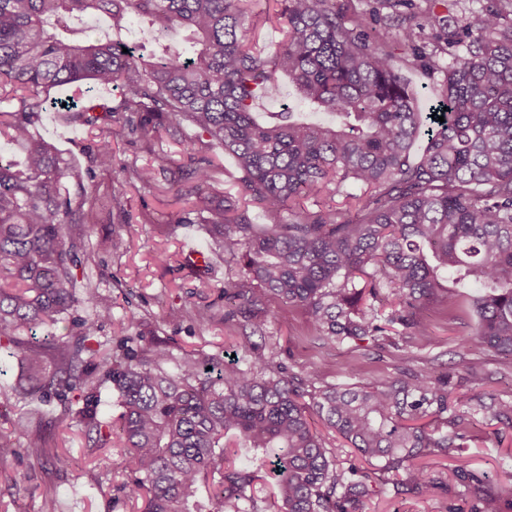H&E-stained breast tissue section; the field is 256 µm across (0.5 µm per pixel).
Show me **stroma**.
Segmentation results:
<instances>
[{"mask_svg": "<svg viewBox=\"0 0 512 512\" xmlns=\"http://www.w3.org/2000/svg\"><path fill=\"white\" fill-rule=\"evenodd\" d=\"M36 131L53 142L66 156L89 167L97 143L89 128L68 123L63 113H42ZM193 127L176 134L162 133L153 144L130 139L121 124L112 126V152L118 163L142 167L159 154L168 155L167 170L158 171L153 186L118 183L112 174L95 170L84 185L94 202L95 221L87 248L91 254L85 272L97 291L96 303L81 304L78 316L93 315L96 308H112L110 321L99 325L93 338L102 348H113L130 334L129 317H136L146 336L160 341L170 352L169 369L184 357H228L243 334L241 326L224 320V281L235 267L212 237L198 224L171 225L174 214L189 212V204L175 202L170 185L173 172L187 162ZM120 197L123 211L112 208ZM121 231L125 246L112 250L108 241ZM202 249L214 272L191 269L186 242ZM274 318L268 319L252 340L290 373L305 378L306 393L326 385H379L405 372L433 371L448 376L450 397L490 391L512 399V362L494 350L472 343L469 352L457 346L474 324L463 310L450 313L431 308L423 313L433 330V342L425 348L403 352L389 345L364 342L336 347L323 345L307 313L270 301ZM208 310L211 319L199 324L196 313ZM480 359L483 386L467 382L463 355ZM19 375L15 358L0 350V434L9 433L19 419H31L34 402L18 398L12 387ZM47 447L25 448L0 465V512H139L123 488L126 462L119 447H92L81 429L67 427L57 415L45 418ZM459 448L450 453L424 456L423 464L439 477L441 485L431 495L386 494L365 501L362 512H448L457 507L471 512L474 496L465 494L458 472H473L483 479L485 490L503 499V512H512V426L475 415L462 430ZM57 453L67 454V465L53 462Z\"/></svg>", "mask_w": 512, "mask_h": 512, "instance_id": "obj_1", "label": "stroma"}]
</instances>
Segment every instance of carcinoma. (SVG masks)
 <instances>
[{"instance_id": "1", "label": "carcinoma", "mask_w": 512, "mask_h": 512, "mask_svg": "<svg viewBox=\"0 0 512 512\" xmlns=\"http://www.w3.org/2000/svg\"><path fill=\"white\" fill-rule=\"evenodd\" d=\"M244 2L0 0V101H17L0 111V139L23 153H0V347L21 365L13 391L57 399L59 419L100 448L117 439L130 464L126 495L144 512H204L196 501L202 482L213 512H360L385 488L359 466L337 463L313 414L374 470L399 475L396 490L429 494L440 481L415 460L428 448L458 447L459 434L425 422L448 413L446 374L327 386L306 403L303 379L249 336L232 362L186 357L175 375L165 369L169 351L140 331L111 350L92 348L108 307L72 320L66 334L24 339L95 293L83 274L94 219L84 174L92 170L34 132L52 89L80 92L89 81L118 87L119 101L72 100L64 110L106 137L91 163L116 181L149 185L154 167L116 165L114 120L146 144L190 124L236 160L243 203L210 195L219 169L203 148L188 157L192 223L205 225L236 264L224 282V321L258 328L276 300L305 309L328 346L382 341L401 327L423 347L432 331L422 311L452 310L455 289L471 284L465 301L477 321L460 344L477 339L512 359V25L502 23L512 0H494L474 20L436 13L438 0H379L391 9L384 26L375 10L347 17L337 0H278L284 38L270 50L250 42ZM419 14L435 30L428 52L417 44ZM135 16L145 22L138 46L122 39ZM101 17L112 24L98 32L92 22ZM175 31L186 45L168 40ZM147 43L155 46L148 57ZM446 54L440 95L424 116L402 68L436 69ZM282 75L310 113L330 120L288 111L260 123L255 105L280 96ZM355 186L363 197L345 213L335 197H354ZM311 195L317 201L308 208ZM250 204L270 223H253ZM383 288L396 306L381 321L375 303ZM464 364L468 381L481 384V362ZM106 384L117 395L116 427L99 416ZM489 400L458 397L454 425L478 411L512 422V400ZM13 434L26 436L28 448L47 445L29 421L14 423ZM19 451L11 435H0L1 464ZM258 483L274 490L265 509ZM463 483L477 512H501L478 474Z\"/></svg>"}]
</instances>
